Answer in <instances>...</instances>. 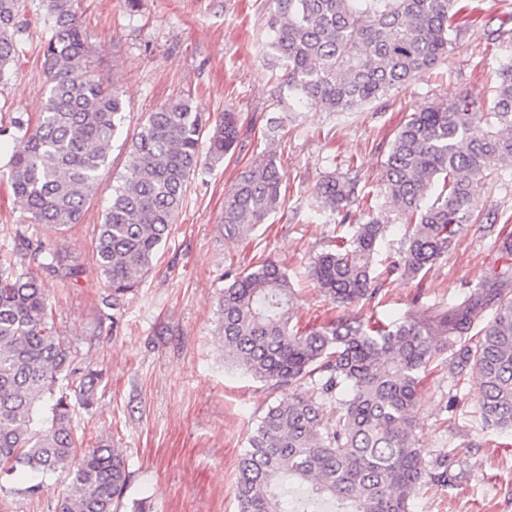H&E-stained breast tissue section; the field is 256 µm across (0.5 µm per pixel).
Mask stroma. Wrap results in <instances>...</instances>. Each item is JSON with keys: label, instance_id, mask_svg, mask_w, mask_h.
<instances>
[{"label": "stroma", "instance_id": "stroma-1", "mask_svg": "<svg viewBox=\"0 0 512 512\" xmlns=\"http://www.w3.org/2000/svg\"><path fill=\"white\" fill-rule=\"evenodd\" d=\"M272 0H80L79 22L96 53L94 73L126 103L109 166L80 224L52 246L66 251L84 275L77 286L48 281L56 324L78 367L101 371L92 409L74 425L84 447L110 440L125 456L130 479L120 512L134 502L145 512H237L235 478L247 438L270 405L283 396L224 364L216 331L217 299L227 272L267 258L283 261L298 293L300 324H320L340 313L394 318L432 309L479 288L491 273L512 268V255L494 242L512 232V169L473 187L479 209L496 224L471 228L419 282L392 284L380 304L339 310L317 293L309 265L339 232L340 215L321 207L317 186L327 175L356 169L363 200L349 224L363 223L379 206L382 150L406 115L468 92L491 97L500 67L512 63V0H475V27L447 60L421 73L388 99L351 112L296 106L282 67L265 54V21ZM18 54L0 79V118L40 111L47 90L42 67L44 10L23 0ZM188 97L193 110L238 113L241 147L192 176L177 220L152 271L114 319L94 259L96 224L102 223L117 176L128 164L127 135L146 112ZM282 130L270 136L271 122ZM276 154L285 173L281 209L245 239L225 240L220 227L224 195L258 157ZM475 374L453 395L447 365L432 368L419 392L418 434L430 455L449 454L457 472L448 487L427 484L412 512H512V447L486 429L478 408ZM64 473L39 495L22 482L6 484L0 498L10 512H55Z\"/></svg>", "mask_w": 512, "mask_h": 512}]
</instances>
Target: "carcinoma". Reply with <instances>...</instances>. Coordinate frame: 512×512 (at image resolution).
<instances>
[{"mask_svg": "<svg viewBox=\"0 0 512 512\" xmlns=\"http://www.w3.org/2000/svg\"><path fill=\"white\" fill-rule=\"evenodd\" d=\"M76 0H43L49 37L43 50L48 90L41 111L20 112L10 126L7 177L29 225L0 249V473L21 477L39 493L47 477L66 473L56 512H118L128 465L106 443L78 453L74 404H94L101 373L74 365L55 323L40 271L64 286L82 270L49 238L80 223L99 189L112 142L124 121L121 96L90 69L91 46ZM266 21L269 55L282 62L288 92L327 112L377 102L448 58L469 27L467 0H274ZM20 0H0V78L18 53ZM239 116L210 124L188 99L147 113L129 144L127 172L112 187L96 225L95 263L118 310L152 270L202 163L238 149ZM512 165V64L498 74L491 100L459 95L412 112L381 164L380 193L404 219L401 245L376 272L387 225L379 216L351 227L320 253L311 275L339 307L371 304L398 280L426 275L470 224L471 187ZM284 173L265 155L224 196L221 223L229 241L250 236L282 205ZM438 194H432L436 184ZM357 176L319 183L324 208L342 214L358 200ZM297 298L283 263L266 259L239 273L217 303L225 360L274 390L292 394L269 407L248 438L236 482L237 512H411L425 482L454 483L448 455L433 460L417 437L416 392L438 355L451 377L480 380L487 428L512 435V279L487 284L430 312L390 319L372 313L300 328ZM71 382L73 393L60 389ZM313 385L309 396L296 394ZM333 411L334 423L325 421ZM310 490L297 503L283 487Z\"/></svg>", "mask_w": 512, "mask_h": 512, "instance_id": "carcinoma-1", "label": "carcinoma"}]
</instances>
